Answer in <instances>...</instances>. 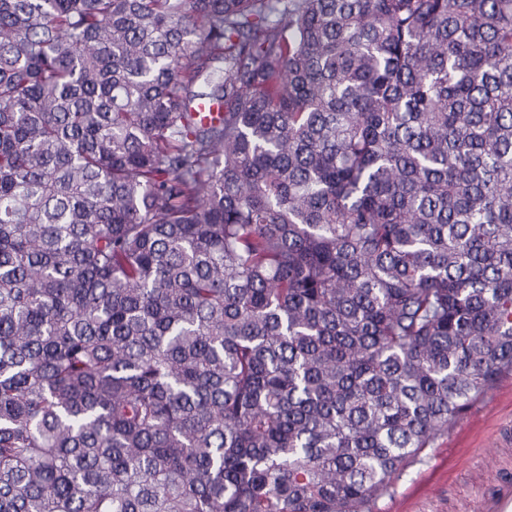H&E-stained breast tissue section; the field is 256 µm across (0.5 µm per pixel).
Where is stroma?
<instances>
[{
    "instance_id": "obj_1",
    "label": "stroma",
    "mask_w": 512,
    "mask_h": 512,
    "mask_svg": "<svg viewBox=\"0 0 512 512\" xmlns=\"http://www.w3.org/2000/svg\"><path fill=\"white\" fill-rule=\"evenodd\" d=\"M422 457L394 496L379 500L378 512H466L476 473L491 464L512 469V376L479 398Z\"/></svg>"
}]
</instances>
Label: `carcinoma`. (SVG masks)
I'll use <instances>...</instances> for the list:
<instances>
[{"mask_svg": "<svg viewBox=\"0 0 512 512\" xmlns=\"http://www.w3.org/2000/svg\"><path fill=\"white\" fill-rule=\"evenodd\" d=\"M512 373V0H0V512H375Z\"/></svg>", "mask_w": 512, "mask_h": 512, "instance_id": "cac0c4a2", "label": "carcinoma"}]
</instances>
